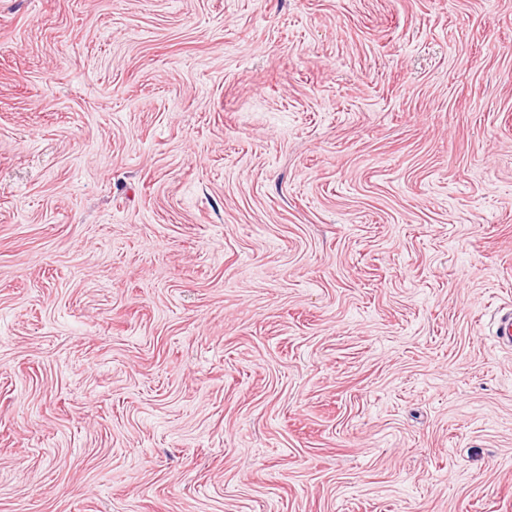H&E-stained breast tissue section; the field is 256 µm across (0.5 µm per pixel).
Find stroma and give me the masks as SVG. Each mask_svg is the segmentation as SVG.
Here are the masks:
<instances>
[{"instance_id":"obj_1","label":"stroma","mask_w":512,"mask_h":512,"mask_svg":"<svg viewBox=\"0 0 512 512\" xmlns=\"http://www.w3.org/2000/svg\"><path fill=\"white\" fill-rule=\"evenodd\" d=\"M512 0H0V512H512Z\"/></svg>"}]
</instances>
